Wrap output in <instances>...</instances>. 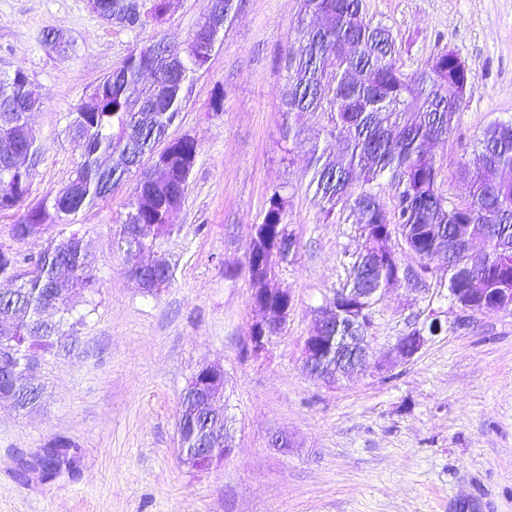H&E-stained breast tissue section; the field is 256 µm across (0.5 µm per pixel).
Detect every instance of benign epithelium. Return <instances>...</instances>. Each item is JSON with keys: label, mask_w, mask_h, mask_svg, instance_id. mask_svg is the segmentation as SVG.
<instances>
[{"label": "benign epithelium", "mask_w": 512, "mask_h": 512, "mask_svg": "<svg viewBox=\"0 0 512 512\" xmlns=\"http://www.w3.org/2000/svg\"><path fill=\"white\" fill-rule=\"evenodd\" d=\"M0 160L12 170L24 168L14 153L12 121L0 123ZM167 265L159 261L135 267L133 274L142 287L153 286L152 272L165 269ZM252 279V299L261 307L265 317L251 325L249 341L252 349L259 353L266 349L272 337L284 329L292 308V298L288 290L272 288L270 284L274 274L260 267L248 270ZM384 289L382 288H343L334 297V310L319 316L314 328L304 340L302 346L303 369L314 379L334 385L341 377L361 369L372 357L368 342V333L374 326L376 306ZM449 298L454 307L461 312L483 313L497 310L505 305L512 306L511 288H450ZM347 312L350 321L342 323V312ZM329 322L348 326L344 336H327L323 333ZM448 320L442 318V312L429 310L425 320L409 331L396 337L387 351L388 359L407 361L414 357L428 341L438 333ZM336 342V352L340 357L334 359L326 351L331 342ZM224 369L214 365H203L197 369L188 381L184 392L192 393L204 405L210 406L224 392ZM234 448L233 437L224 434V445L216 448L196 449L195 461L198 469L206 470L224 459Z\"/></svg>", "instance_id": "obj_1"}]
</instances>
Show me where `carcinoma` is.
Listing matches in <instances>:
<instances>
[{
  "label": "carcinoma",
  "mask_w": 512,
  "mask_h": 512,
  "mask_svg": "<svg viewBox=\"0 0 512 512\" xmlns=\"http://www.w3.org/2000/svg\"><path fill=\"white\" fill-rule=\"evenodd\" d=\"M97 14L106 22L134 28L143 15L131 0H98ZM297 37L288 52L287 112H305L323 119L331 135L344 133L341 154L332 164L322 161L319 145L312 143L310 157L314 198L325 216L347 208L364 219V252L354 262L352 288H388L395 277V262L387 253H375V243L395 233L423 260L418 276L433 265L448 266V287L467 288L477 279L483 288L512 287V122L490 124L478 139L473 157L460 166V177L470 183L464 202H455L437 187L436 161L429 145L446 141L458 121L462 99L439 80L462 84L471 78L466 68L452 60H429L408 74L400 63L399 48L389 27L366 19L363 0H301ZM313 15L319 25L308 26ZM159 51L162 58L152 72L144 68L145 54ZM210 51L179 49L161 41L134 50L123 65L98 84L97 111L76 116L69 126L83 140L85 153L73 179L80 191L67 198L44 199L29 209L23 220L48 227L72 224L81 211L112 193L134 170H140L135 201L121 225L122 242L141 249L143 240L131 226L148 224L157 232L170 231L166 222L167 193L159 191L153 203L140 193L154 185L153 173L140 169L166 139L168 128L180 113L182 89L191 73L209 59ZM152 81L143 82L145 73ZM44 93L24 72L0 73V111L9 108L16 120L38 108ZM20 153H37L36 135L18 128ZM386 177L395 185L394 204L388 208L373 192L372 184ZM22 174L0 167V210L11 209L27 194ZM267 241L295 240L289 231L285 199H270L261 224ZM73 232L54 240L31 262V269L15 272L18 259L0 250V274H11L16 288L0 293V354L12 357L14 371L0 370V390L12 394L20 408L41 405L38 387L26 382L24 368L32 357L45 358L69 336L65 320L48 330L40 315L53 290L62 291L61 311H70L71 298L93 287L94 267L85 246ZM480 239L485 250L470 252ZM178 428L185 447L203 434L224 436V412L180 399Z\"/></svg>",
  "instance_id": "1"
}]
</instances>
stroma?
I'll use <instances>...</instances> for the list:
<instances>
[{
  "instance_id": "1",
  "label": "stroma",
  "mask_w": 512,
  "mask_h": 512,
  "mask_svg": "<svg viewBox=\"0 0 512 512\" xmlns=\"http://www.w3.org/2000/svg\"><path fill=\"white\" fill-rule=\"evenodd\" d=\"M237 11L208 60L183 88L170 139L193 137L199 154L172 232L143 250L118 243L135 179L81 212L18 241L19 208L0 211V248L37 256L78 230L96 286L75 298L72 337L41 363L44 386L32 412L0 400V512H512V306L463 313L448 300V270L409 279L420 258L392 240L406 276L376 307L370 344L383 357L429 309L447 331L410 360L369 366L327 386L302 368L301 348L319 311L349 282L362 246L359 216L324 218L309 187L306 149L320 140L337 154L321 119L288 116V49L300 0H236ZM366 17L390 27L405 72L455 52L471 72L448 141L433 145L437 185L469 194L457 169L482 130L512 120V0H364ZM206 0H168L161 21L107 24L87 0H0V73L23 70L41 87L30 113L39 152L28 202L55 195L84 153L68 133L99 81L138 47L161 37L185 48ZM60 32L67 55L49 52ZM286 201L298 252L275 269L292 310L265 351L248 346L254 320L246 254L273 194ZM165 261L167 284L150 292L131 270ZM224 369V408L235 446L205 471L181 461L179 401L201 366ZM290 446L271 445L273 435ZM72 444L74 461L25 474L51 442Z\"/></svg>"
}]
</instances>
